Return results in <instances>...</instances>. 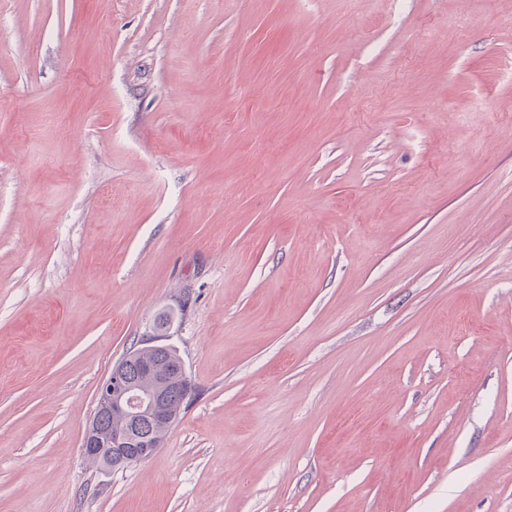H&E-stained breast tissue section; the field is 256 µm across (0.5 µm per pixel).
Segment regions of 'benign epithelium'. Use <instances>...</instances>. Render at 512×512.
I'll return each mask as SVG.
<instances>
[{"instance_id": "benign-epithelium-1", "label": "benign epithelium", "mask_w": 512, "mask_h": 512, "mask_svg": "<svg viewBox=\"0 0 512 512\" xmlns=\"http://www.w3.org/2000/svg\"><path fill=\"white\" fill-rule=\"evenodd\" d=\"M175 379L189 381L180 360L169 368L147 364L137 381L126 379L125 362L115 364L99 389L96 413L100 416L118 415L123 419L124 426L105 443L96 424H90L81 443L83 454L96 456L100 454V448L108 446L112 448L114 468L151 457L159 445L152 434L142 431L143 424L161 423L167 428L173 423L175 414L167 407V395Z\"/></svg>"}]
</instances>
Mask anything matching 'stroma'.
<instances>
[{"instance_id": "stroma-1", "label": "stroma", "mask_w": 512, "mask_h": 512, "mask_svg": "<svg viewBox=\"0 0 512 512\" xmlns=\"http://www.w3.org/2000/svg\"><path fill=\"white\" fill-rule=\"evenodd\" d=\"M508 102L512 0H0V512H512ZM146 349L159 353L169 351L165 345H152ZM153 352L138 349L128 353L127 356L135 354L127 370L132 378L140 375L141 364L179 359L173 349L163 357ZM124 371V361L115 364L98 393L96 408L98 416L118 415L124 423L123 428H120L122 420L117 416H104L98 422L100 433L105 437L112 436V439L107 442V447L112 448V461L107 454L98 461L108 469L117 468L133 460H145L155 453L160 447L158 443L161 444L166 430L161 431L153 429L150 425L146 426L147 431L153 433V438L151 433L142 431L143 424L145 421L153 424L161 423L168 428L175 420V415L178 418L185 398L182 384H175L169 397V406L175 414L172 413L166 402L170 385L174 379L189 382L182 360H178L174 367L169 368L147 364L144 366L142 377L137 381H128ZM100 433L96 429L95 417H93L81 443L85 456L100 455L99 448H105Z\"/></svg>"}]
</instances>
